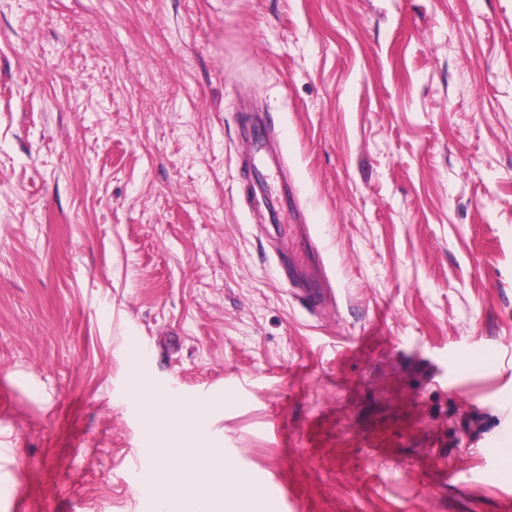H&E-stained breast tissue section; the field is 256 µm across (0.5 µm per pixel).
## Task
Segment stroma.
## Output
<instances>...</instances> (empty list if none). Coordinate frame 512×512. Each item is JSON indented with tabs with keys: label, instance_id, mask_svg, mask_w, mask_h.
<instances>
[{
	"label": "stroma",
	"instance_id": "obj_1",
	"mask_svg": "<svg viewBox=\"0 0 512 512\" xmlns=\"http://www.w3.org/2000/svg\"><path fill=\"white\" fill-rule=\"evenodd\" d=\"M135 346L272 512H507L512 0H0V512H151Z\"/></svg>",
	"mask_w": 512,
	"mask_h": 512
}]
</instances>
